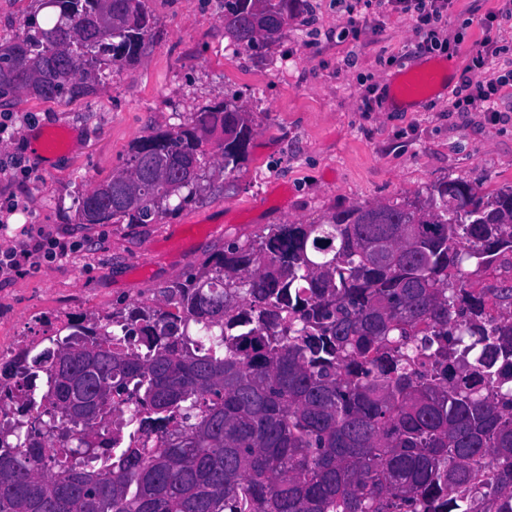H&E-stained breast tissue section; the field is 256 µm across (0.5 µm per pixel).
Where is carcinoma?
I'll use <instances>...</instances> for the list:
<instances>
[{"mask_svg":"<svg viewBox=\"0 0 512 512\" xmlns=\"http://www.w3.org/2000/svg\"><path fill=\"white\" fill-rule=\"evenodd\" d=\"M54 2L52 27L0 44V96L77 99L150 47L143 0ZM297 7L224 0V34L250 49ZM217 134L222 172L239 170L252 120L214 102L134 142L81 223L178 211ZM508 253L512 185L444 180L230 242L164 288L176 313L68 318L0 361V512H512V281L472 280ZM115 410L124 443L103 432Z\"/></svg>","mask_w":512,"mask_h":512,"instance_id":"obj_1","label":"carcinoma"}]
</instances>
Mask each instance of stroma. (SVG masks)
Segmentation results:
<instances>
[{"mask_svg": "<svg viewBox=\"0 0 512 512\" xmlns=\"http://www.w3.org/2000/svg\"><path fill=\"white\" fill-rule=\"evenodd\" d=\"M305 2L279 38L240 50L224 33V0H144L156 37L135 65L78 99L0 97L12 131L0 141V200L18 203L0 215V251L24 248L33 228L71 245L66 257L34 255L29 269L0 274L1 338L159 299L208 255L272 224L400 203L443 180L484 192L512 184V87L493 108L449 109L463 80L512 75V21L480 25L512 0H452L438 37L465 39L450 56L448 85L408 109L394 108L390 92L402 69L423 61L414 52L423 37L415 15L394 11L389 0ZM40 15L54 17L43 0H0V40L25 37ZM487 37L500 54L471 68L474 43ZM224 99L249 112L256 129L244 167L221 175V151L209 143L204 188L181 211L151 224L79 223L82 197L124 168L135 140ZM51 127L66 128L71 141L48 161L32 155L29 142ZM16 154L30 172L10 170Z\"/></svg>", "mask_w": 512, "mask_h": 512, "instance_id": "obj_1", "label": "stroma"}]
</instances>
